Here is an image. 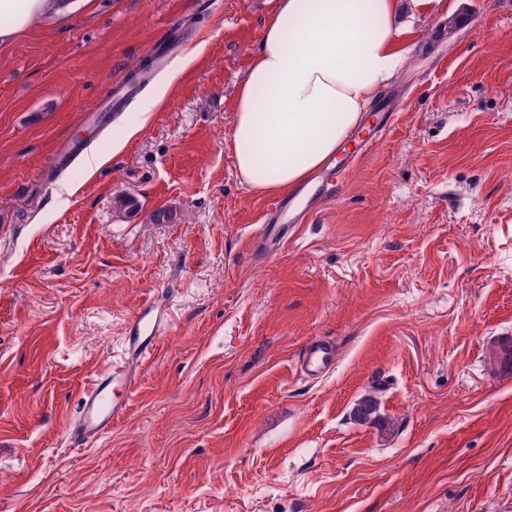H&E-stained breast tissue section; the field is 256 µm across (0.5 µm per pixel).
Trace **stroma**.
<instances>
[{"label": "stroma", "instance_id": "1", "mask_svg": "<svg viewBox=\"0 0 512 512\" xmlns=\"http://www.w3.org/2000/svg\"><path fill=\"white\" fill-rule=\"evenodd\" d=\"M276 8L91 0L0 47V512H512V0H402L367 150L269 250L231 104ZM173 32L195 60L163 104L91 119ZM154 297L171 326L125 418L69 447ZM316 338L334 364L301 377ZM371 391L385 427L351 418Z\"/></svg>", "mask_w": 512, "mask_h": 512}]
</instances>
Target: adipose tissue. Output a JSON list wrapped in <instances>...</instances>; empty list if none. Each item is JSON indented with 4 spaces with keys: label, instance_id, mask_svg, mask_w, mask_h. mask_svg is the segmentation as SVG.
Wrapping results in <instances>:
<instances>
[{
    "label": "adipose tissue",
    "instance_id": "1",
    "mask_svg": "<svg viewBox=\"0 0 512 512\" xmlns=\"http://www.w3.org/2000/svg\"><path fill=\"white\" fill-rule=\"evenodd\" d=\"M89 0H0V46L40 16ZM400 0H278L233 103L235 169L250 189L285 193L332 157L406 51Z\"/></svg>",
    "mask_w": 512,
    "mask_h": 512
}]
</instances>
